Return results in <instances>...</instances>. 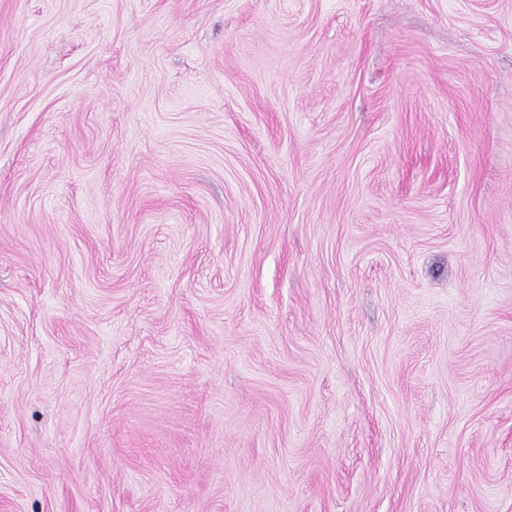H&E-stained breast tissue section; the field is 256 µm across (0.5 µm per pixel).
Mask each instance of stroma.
<instances>
[{
	"instance_id": "35a3bbf8",
	"label": "stroma",
	"mask_w": 512,
	"mask_h": 512,
	"mask_svg": "<svg viewBox=\"0 0 512 512\" xmlns=\"http://www.w3.org/2000/svg\"><path fill=\"white\" fill-rule=\"evenodd\" d=\"M0 512H512V0H0Z\"/></svg>"
}]
</instances>
